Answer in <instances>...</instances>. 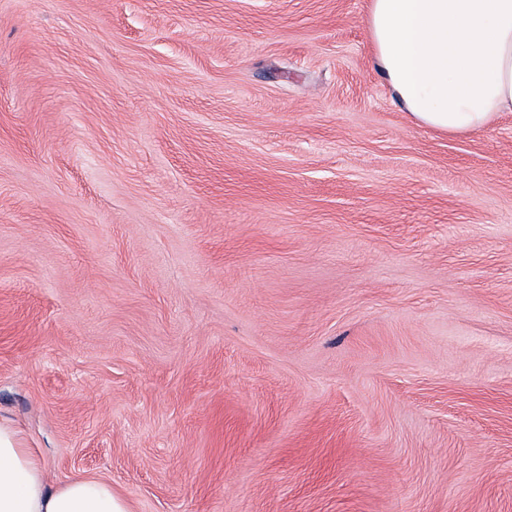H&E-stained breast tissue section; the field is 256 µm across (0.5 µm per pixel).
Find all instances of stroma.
I'll return each mask as SVG.
<instances>
[{
  "mask_svg": "<svg viewBox=\"0 0 512 512\" xmlns=\"http://www.w3.org/2000/svg\"><path fill=\"white\" fill-rule=\"evenodd\" d=\"M369 0H0V418L132 512H512V112L414 123Z\"/></svg>",
  "mask_w": 512,
  "mask_h": 512,
  "instance_id": "1",
  "label": "stroma"
}]
</instances>
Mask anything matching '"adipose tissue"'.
<instances>
[{
    "mask_svg": "<svg viewBox=\"0 0 512 512\" xmlns=\"http://www.w3.org/2000/svg\"><path fill=\"white\" fill-rule=\"evenodd\" d=\"M374 65L415 123L451 135L512 112V0H371ZM0 512H131L103 478L51 484L0 419Z\"/></svg>",
    "mask_w": 512,
    "mask_h": 512,
    "instance_id": "1",
    "label": "adipose tissue"
}]
</instances>
